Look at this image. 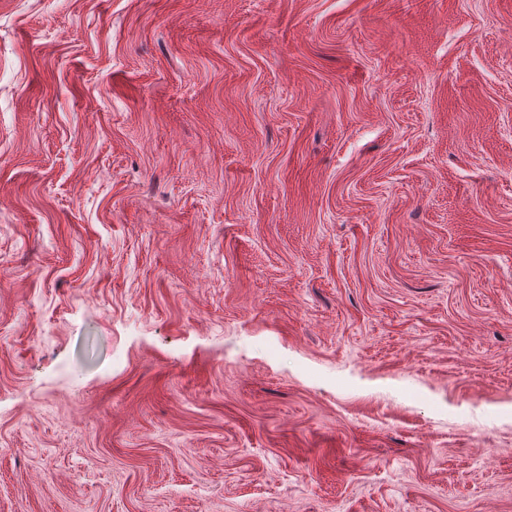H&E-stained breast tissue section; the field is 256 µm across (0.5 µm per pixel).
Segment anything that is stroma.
Segmentation results:
<instances>
[{"instance_id":"35a3bbf8","label":"stroma","mask_w":512,"mask_h":512,"mask_svg":"<svg viewBox=\"0 0 512 512\" xmlns=\"http://www.w3.org/2000/svg\"><path fill=\"white\" fill-rule=\"evenodd\" d=\"M0 512H512V0H0Z\"/></svg>"}]
</instances>
